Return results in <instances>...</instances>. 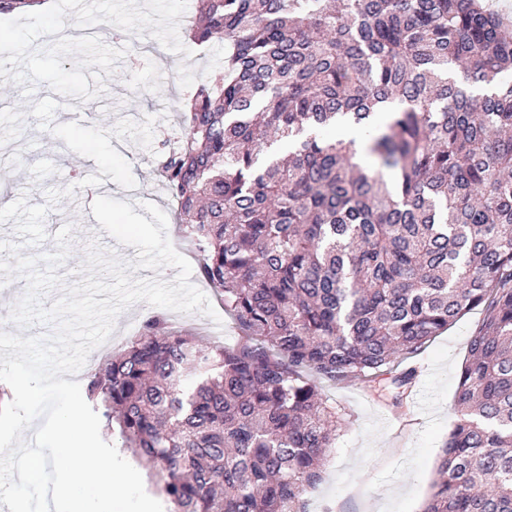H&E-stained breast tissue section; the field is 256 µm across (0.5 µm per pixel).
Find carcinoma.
I'll list each match as a JSON object with an SVG mask.
<instances>
[{"mask_svg":"<svg viewBox=\"0 0 512 512\" xmlns=\"http://www.w3.org/2000/svg\"><path fill=\"white\" fill-rule=\"evenodd\" d=\"M198 2L194 38L224 65L159 167L242 337L146 319L88 377L105 434L169 512H306L343 425L308 373L374 381L481 305L421 512H512V19L482 0ZM343 120L371 167L324 137ZM101 436L106 442L113 444L118 450L119 454L140 472L147 494L158 500L162 504L164 512H167V504L165 503L163 496L159 493L156 486H154L153 482H151L149 479L147 470L136 461V459L132 456L127 448H122L121 439H119L117 436L106 437L104 436L103 432L101 433Z\"/></svg>","mask_w":512,"mask_h":512,"instance_id":"obj_1","label":"carcinoma"}]
</instances>
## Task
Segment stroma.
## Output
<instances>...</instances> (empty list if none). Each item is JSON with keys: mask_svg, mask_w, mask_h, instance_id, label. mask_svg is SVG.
<instances>
[{"mask_svg": "<svg viewBox=\"0 0 512 512\" xmlns=\"http://www.w3.org/2000/svg\"><path fill=\"white\" fill-rule=\"evenodd\" d=\"M197 0H187L178 35L185 53H175L155 39L124 35L127 53L116 61L97 99L64 97L47 84L24 96L20 86L0 84V174L11 199L27 196L29 204L46 203L51 188L69 186V174L97 165L112 189L126 201L137 197L167 215L168 236L187 260L191 243L180 232L171 198L157 171V146L180 135L178 115L190 96L205 84L224 58L221 44H199L188 35ZM89 202L82 194L62 199L48 212V240L34 246L37 254L54 247V234L72 225L70 253L84 256L94 242ZM219 320L203 313L158 310L146 302L133 304L115 321L111 337L94 349L78 372L87 381L97 364L121 351L137 336L143 321L163 314L169 327L190 329L206 343L235 344L239 332L212 288H205ZM483 318L476 308L461 317L417 354L398 360L379 387L362 378L344 382L318 380L328 403L345 424L328 457L323 478L308 498L307 512H420L429 493L439 452L456 421L454 409L460 370L471 336ZM413 368L417 377L401 406H393V377Z\"/></svg>", "mask_w": 512, "mask_h": 512, "instance_id": "1", "label": "stroma"}]
</instances>
